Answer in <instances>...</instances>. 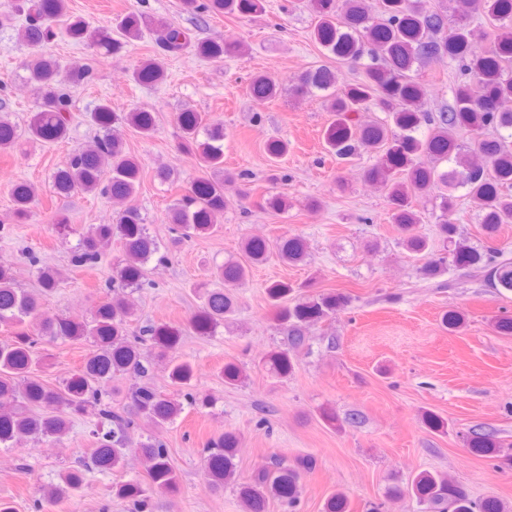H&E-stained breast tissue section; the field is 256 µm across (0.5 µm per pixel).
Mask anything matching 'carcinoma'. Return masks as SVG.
Masks as SVG:
<instances>
[{"label":"carcinoma","instance_id":"carcinoma-1","mask_svg":"<svg viewBox=\"0 0 512 512\" xmlns=\"http://www.w3.org/2000/svg\"><path fill=\"white\" fill-rule=\"evenodd\" d=\"M424 0H307L316 15L313 30L316 43L336 62L361 66L363 82L342 89L331 102V111L341 115L325 132V143L337 159L350 163L362 154L383 152L382 158L364 170V177L384 189L401 245L422 260L421 273L430 278L448 268L479 265L486 271L490 287L512 291V259L495 245L473 250L456 240L457 198L451 194L464 188L478 206L481 224L493 238L503 224H512V141L488 139L487 128L512 131V109L493 104L512 100V0H454L457 18L448 24V11L429 10ZM200 16H231L249 19L264 10L263 0H202L194 3ZM16 12L24 18L21 37L36 50L27 65L26 81L37 98L27 124L26 135L44 144L62 142L69 135L67 116L69 94L59 65L39 53L49 35L47 23L67 22L72 40L97 50L119 52L147 32L157 34L160 52L141 61L132 71L140 84L155 85L166 77L164 60L179 55L189 46L206 60H222L240 54L242 44L194 41V33L162 18L131 11L115 19L122 39L101 36L78 17L68 15L66 0H16ZM495 31L493 45L484 54H474L470 45L475 36L473 21ZM419 63L460 66L464 78L452 88V102L438 111L424 109L428 95L425 84L411 75ZM336 84L335 72L327 66L305 71L289 88L294 96L328 91ZM482 88L475 96L473 85ZM252 98L261 103L276 97L282 86L263 74L250 79ZM373 104L387 114V121L364 126L351 117ZM99 130L92 144L74 151L52 181L51 191L60 197L97 192L112 199V222L92 224L73 248L70 263L75 268H92L99 262L102 243L118 239L123 257L116 275L103 288L104 297L95 306L89 322H79L44 310V300L60 287L59 274L50 267L38 272L37 286L24 288L10 267L0 266V325L13 329L0 342V447L12 448L28 440H61L76 416L94 415L98 422L90 430L94 439L88 461L79 468L59 474L60 483L35 500L34 512L45 505L82 492L91 472L122 469L128 457L145 462L149 484L138 479L112 485V496L127 504L128 512H148L153 490L172 497L180 492V475L172 463L169 448L155 435L133 439L134 430L146 422L154 427L170 424L182 413L183 404L207 408L211 401L192 392L193 367L174 362L169 371L173 391L162 395L149 378L152 360L165 356L179 342L181 330L168 324H150L142 335L129 336L134 314L125 291L143 286L147 264L152 258L165 262L150 235L146 218L133 204L141 177L139 158L126 151L118 134L121 126L135 129L144 137L155 131V113L148 108L114 112L109 100H101L88 115ZM178 147L193 154L201 164L198 176L168 210V221L188 239L215 231L219 218L231 206L224 191V125L206 113L186 110L178 114ZM426 127L421 139L415 133ZM470 131L465 145L455 134ZM20 134L9 120L0 117V150L18 145ZM455 158L458 168L438 171L436 163ZM450 193L440 196L436 236L443 243L437 254L432 243L419 231L422 218L419 202L438 187ZM14 217L19 223L32 216L35 192L21 182L12 189ZM276 250L283 262L297 263L306 257V244L299 235L287 236L270 246L267 240L248 238L243 251L252 264L266 261ZM248 266L227 262L215 276L224 287L203 289V305L190 322L200 336H213L235 308L234 289L245 284ZM274 319L288 327V348L269 352L263 359L267 370L279 377L292 373L291 351L303 347L307 327L333 318L350 303V297L335 292L296 295V287L283 280L267 286ZM90 341L95 350L83 366L61 386L51 387L35 374L43 342ZM130 378L126 399L130 406H114L116 383ZM239 435L226 430L211 438L202 451V469L208 487L214 491L227 486L236 489L244 512H268L269 503L278 502L285 512H295L305 473L315 466L307 456L285 465L275 459L259 466L251 479H237L236 455ZM477 455H494L499 448L494 435L474 432L468 441ZM407 493L416 496L425 512H512L497 497L475 501L465 488L440 471L417 473L405 487L388 489L390 498Z\"/></svg>","mask_w":512,"mask_h":512}]
</instances>
